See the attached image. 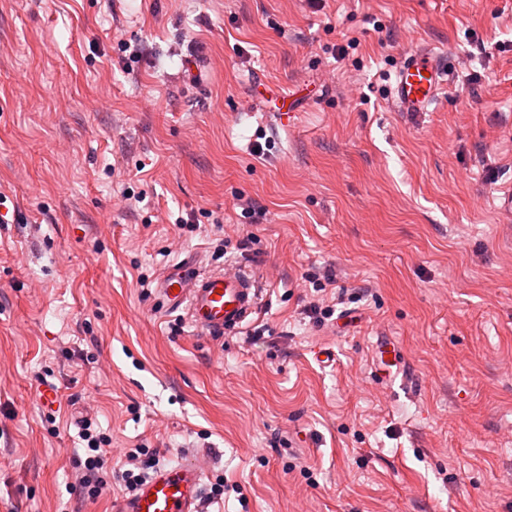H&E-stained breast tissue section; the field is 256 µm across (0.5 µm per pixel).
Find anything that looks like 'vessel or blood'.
<instances>
[{
  "mask_svg": "<svg viewBox=\"0 0 512 512\" xmlns=\"http://www.w3.org/2000/svg\"><path fill=\"white\" fill-rule=\"evenodd\" d=\"M447 84L440 53L418 48L401 59L392 99L399 111L427 112ZM156 294L166 310H185L193 327L221 336L240 329L254 313L261 290L257 280L237 271H204L187 263L165 272ZM201 484L202 471L195 462L161 466L120 500L114 512H200Z\"/></svg>",
  "mask_w": 512,
  "mask_h": 512,
  "instance_id": "vessel-or-blood-1",
  "label": "vessel or blood"
}]
</instances>
